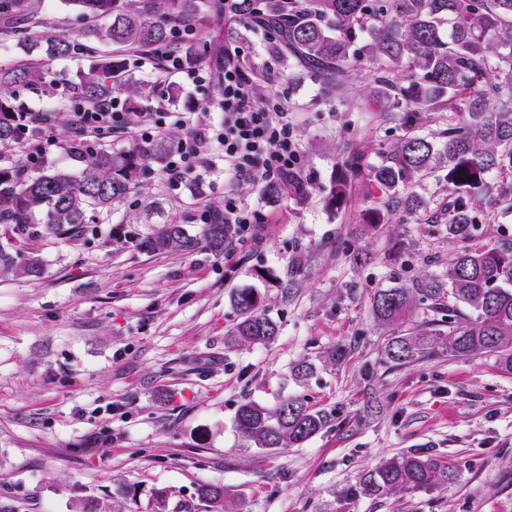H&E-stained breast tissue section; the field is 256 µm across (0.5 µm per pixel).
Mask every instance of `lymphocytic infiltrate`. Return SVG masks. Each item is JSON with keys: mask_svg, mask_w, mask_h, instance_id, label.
I'll return each mask as SVG.
<instances>
[{"mask_svg": "<svg viewBox=\"0 0 512 512\" xmlns=\"http://www.w3.org/2000/svg\"><path fill=\"white\" fill-rule=\"evenodd\" d=\"M221 108L224 117L214 128H190L185 141L169 156L165 178L173 187H181L186 178L206 167L205 149L218 143L224 154V168L238 176L263 183L280 173L302 167L301 149L288 119L287 103L279 94L257 101L254 81L239 66L234 53L224 55ZM74 125L85 146H92L122 124L134 136L150 139L160 134L163 123L153 112H119L104 104L100 111L78 109Z\"/></svg>", "mask_w": 512, "mask_h": 512, "instance_id": "f902f5d3", "label": "lymphocytic infiltrate"}]
</instances>
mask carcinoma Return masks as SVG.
I'll return each mask as SVG.
<instances>
[{"instance_id": "1", "label": "carcinoma", "mask_w": 512, "mask_h": 512, "mask_svg": "<svg viewBox=\"0 0 512 512\" xmlns=\"http://www.w3.org/2000/svg\"><path fill=\"white\" fill-rule=\"evenodd\" d=\"M92 25L86 40H107L127 52L147 53L159 45L189 59L201 58L173 37L179 26L193 31L202 12L228 13L229 26L259 27L272 35L268 51L293 61L300 73L319 85L323 104L359 112H398L405 133L381 164L366 173L379 192L394 197L437 163H446L445 180L453 196L448 233L459 241L471 236L479 216L512 211V0H65ZM0 14L31 19L28 0H0ZM82 45L65 36L46 40V53L64 57ZM368 75L370 91L355 102L348 95L352 72ZM128 59L100 58L67 85L69 95L91 107L111 99L112 85L122 82L132 97L146 94L128 78ZM46 85L36 66L0 71V86ZM21 109L0 99V149L40 131L19 115ZM447 113L439 140L415 131L421 114ZM177 148L171 136L128 150H100L78 171L52 164L30 173L20 165L0 167V265L23 278H39L43 267L31 252L38 227L58 237L76 235L98 208L129 196L146 163H162ZM504 179L491 183L489 172ZM361 173L352 155L331 179L327 206L336 210L347 199L351 180ZM312 180L298 170L282 173L265 191L272 199L288 196L307 201ZM233 237L232 225L215 209L209 223L190 233L186 224H162L140 240L155 253L191 252L205 242L215 252ZM448 303V330L412 333L417 301ZM240 321L230 332L232 344L264 345L279 327L259 311L252 288L231 295ZM471 315L462 319L459 307ZM376 320L391 331L384 355L397 367L440 351L461 357L493 354L512 371V242L496 248H465L448 265L447 276L429 277L414 288H380L372 298ZM249 448L276 450L299 445L321 432L328 416L297 397L282 400L273 411L247 401L235 416ZM457 467L431 448H414L381 461L362 474L353 495L381 497L400 492L446 488ZM199 495L215 512H231L227 493L205 485Z\"/></svg>"}]
</instances>
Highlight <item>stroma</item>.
Masks as SVG:
<instances>
[{"label":"stroma","mask_w":512,"mask_h":512,"mask_svg":"<svg viewBox=\"0 0 512 512\" xmlns=\"http://www.w3.org/2000/svg\"><path fill=\"white\" fill-rule=\"evenodd\" d=\"M29 32L80 40L88 23L64 0H32ZM0 16V67L39 64L50 77L87 70L84 55L28 52ZM223 18L199 27L195 49L215 69L219 48L265 77L258 98L287 99L315 191L302 205L270 201L264 184L210 168L171 189L161 165L127 199L93 213L71 238L40 234L41 278L0 269V512H214L198 490L223 485L236 512H512V373L496 356L436 354L395 367L375 320L376 289L412 287L443 276L460 249L448 233V185L438 169L414 183L416 208L391 202L384 224L364 220L379 198L365 176L353 180L338 211L325 197L337 164L383 160L403 133L399 116L316 104V84L272 58L266 36L241 29L224 38ZM132 79L152 96H112L119 108L160 112L165 134L185 140L189 126L218 124L221 87L188 84L183 74H147L130 58ZM15 105L54 117L44 160L78 169L70 149L74 102L21 84ZM234 193L256 210L253 239L234 238L223 254L206 244L189 254L150 253L137 240L161 224L197 223ZM125 225L128 238L112 227ZM256 289L280 332L265 345L225 341L240 316L230 295ZM348 356H328L336 346ZM308 362L311 373L295 378ZM305 398L330 422L307 442L276 451L244 447L236 429L247 400L275 408ZM432 448L458 467L445 489L383 497L348 496L385 457ZM165 503H157V494Z\"/></svg>","instance_id":"35a3bbf8"}]
</instances>
